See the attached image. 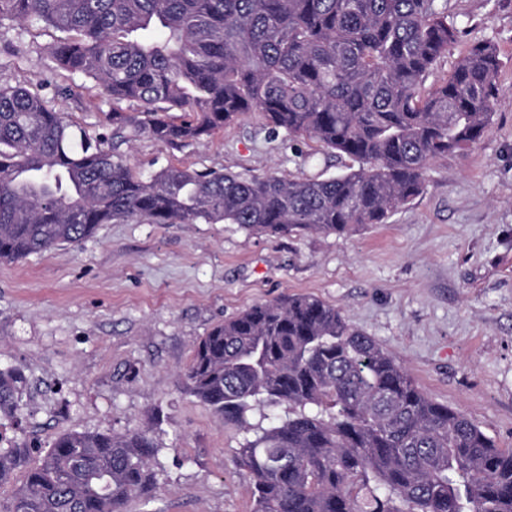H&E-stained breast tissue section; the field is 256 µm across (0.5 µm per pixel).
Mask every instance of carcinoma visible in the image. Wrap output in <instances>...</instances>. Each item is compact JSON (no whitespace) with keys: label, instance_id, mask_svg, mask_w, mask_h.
<instances>
[{"label":"carcinoma","instance_id":"carcinoma-1","mask_svg":"<svg viewBox=\"0 0 512 512\" xmlns=\"http://www.w3.org/2000/svg\"><path fill=\"white\" fill-rule=\"evenodd\" d=\"M7 22L63 33L49 52L94 82L112 133L91 135L40 91L0 81L1 261L134 219L268 236L384 224L433 161L484 136L498 92L490 41L425 86L458 36L447 0H0ZM249 112L359 168L323 180L144 174L119 152L141 137L187 143ZM183 379L248 433L251 402L292 409L240 448L253 512H512V448L433 401L319 298L289 295L215 325ZM22 383L0 369V416L18 413ZM156 453L142 432L69 431L35 464L27 448L0 450V486L23 473L9 512H123L156 484Z\"/></svg>","mask_w":512,"mask_h":512}]
</instances>
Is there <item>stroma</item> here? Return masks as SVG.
Wrapping results in <instances>:
<instances>
[{"instance_id":"obj_1","label":"stroma","mask_w":512,"mask_h":512,"mask_svg":"<svg viewBox=\"0 0 512 512\" xmlns=\"http://www.w3.org/2000/svg\"><path fill=\"white\" fill-rule=\"evenodd\" d=\"M459 29L429 74H449L473 43L492 41L499 92L477 143L432 162L422 192L384 224L348 234L272 237L235 224L99 225L91 238L0 261V367L24 375L0 448L40 453L65 431L146 432L157 485L126 512H252L244 432L190 395L183 373L215 325L286 295L338 308L434 401L512 448V0H448ZM44 26H0V77L65 87L54 104L90 133L108 128L91 82L57 71ZM150 172L173 164L244 177L326 179L357 163L271 132L249 113L174 147L122 146Z\"/></svg>"}]
</instances>
